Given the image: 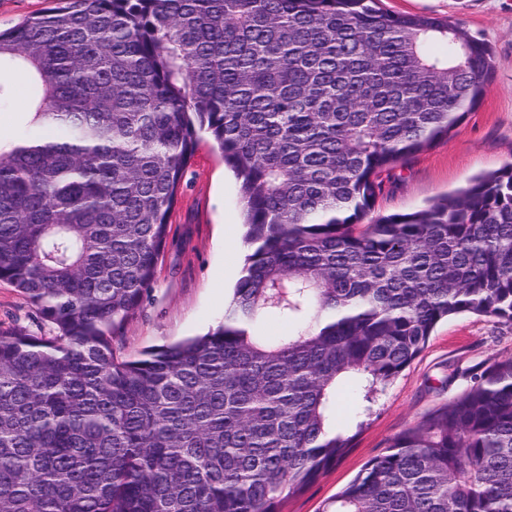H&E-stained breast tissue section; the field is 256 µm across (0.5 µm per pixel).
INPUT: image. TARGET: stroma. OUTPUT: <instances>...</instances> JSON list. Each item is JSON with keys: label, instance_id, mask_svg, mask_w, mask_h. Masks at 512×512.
Segmentation results:
<instances>
[{"label": "stroma", "instance_id": "1", "mask_svg": "<svg viewBox=\"0 0 512 512\" xmlns=\"http://www.w3.org/2000/svg\"><path fill=\"white\" fill-rule=\"evenodd\" d=\"M384 9L429 15L465 28L491 49L494 74L478 104L439 140L383 178L373 215L412 212L512 161V0H381ZM10 94L0 107V145L28 128L27 77L8 70ZM238 185L210 140L191 159L170 219L171 231L149 298L113 341L121 359L206 333L224 317V297L247 255ZM0 327L41 334V321L11 285L0 282ZM512 355V325L459 314L440 323L420 355L379 395L352 448L282 512H321L363 466L415 421L455 398L473 373Z\"/></svg>", "mask_w": 512, "mask_h": 512}]
</instances>
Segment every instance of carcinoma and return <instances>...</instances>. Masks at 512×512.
Wrapping results in <instances>:
<instances>
[{
  "mask_svg": "<svg viewBox=\"0 0 512 512\" xmlns=\"http://www.w3.org/2000/svg\"><path fill=\"white\" fill-rule=\"evenodd\" d=\"M2 62L37 104L0 149V281L54 335L0 329V512H279L441 321L512 324V162L368 218L482 97L493 56L464 29L379 0H56L0 31ZM204 134L244 274L215 328L119 361ZM322 512H512V356Z\"/></svg>",
  "mask_w": 512,
  "mask_h": 512,
  "instance_id": "1",
  "label": "carcinoma"
}]
</instances>
